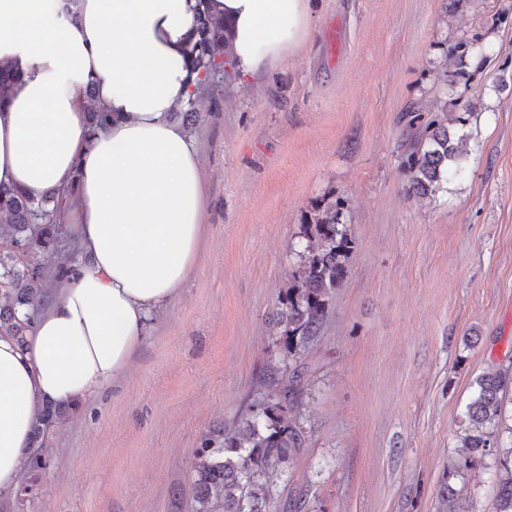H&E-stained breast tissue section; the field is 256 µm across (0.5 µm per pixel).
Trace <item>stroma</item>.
<instances>
[{
    "mask_svg": "<svg viewBox=\"0 0 512 512\" xmlns=\"http://www.w3.org/2000/svg\"><path fill=\"white\" fill-rule=\"evenodd\" d=\"M471 48L449 54L460 40ZM197 265L126 380L48 431L33 497L0 512H190L193 452L263 396L302 226L343 201L355 248L303 360L307 432L268 512H491L449 480L474 383L512 368V0H318L287 69L199 98ZM451 120L463 172L411 188L405 127Z\"/></svg>",
    "mask_w": 512,
    "mask_h": 512,
    "instance_id": "35a3bbf8",
    "label": "stroma"
}]
</instances>
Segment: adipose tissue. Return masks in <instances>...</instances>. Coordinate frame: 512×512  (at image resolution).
Instances as JSON below:
<instances>
[{
	"instance_id": "1",
	"label": "adipose tissue",
	"mask_w": 512,
	"mask_h": 512,
	"mask_svg": "<svg viewBox=\"0 0 512 512\" xmlns=\"http://www.w3.org/2000/svg\"><path fill=\"white\" fill-rule=\"evenodd\" d=\"M244 82L305 45L315 0H208ZM198 0H0V61L24 74L0 106V186L72 191L79 254L26 346L0 336V496L13 494L50 402L124 379L152 313L193 271L207 206L199 149L174 119L199 74ZM111 112L91 130L85 90Z\"/></svg>"
}]
</instances>
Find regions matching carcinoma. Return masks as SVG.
<instances>
[{"instance_id": "cac0c4a2", "label": "carcinoma", "mask_w": 512, "mask_h": 512, "mask_svg": "<svg viewBox=\"0 0 512 512\" xmlns=\"http://www.w3.org/2000/svg\"><path fill=\"white\" fill-rule=\"evenodd\" d=\"M194 26L196 40L189 53L200 78L181 111L188 123L197 121L198 98L218 89L215 71L224 70L228 79L227 67L232 65L224 20L202 11ZM21 80L19 71L0 63V102ZM110 119L111 114L96 105L88 110L94 130ZM412 139L406 167L417 193L439 189L451 164L460 172L464 137L453 138L448 127L440 124L425 136L412 134ZM51 201L54 206L48 210L45 205ZM62 202L56 190L35 200L22 189L0 188V224L8 231L6 246H0V336H10L21 346L44 297L46 267L26 261L20 248H47L54 242L58 228L53 217ZM342 206L333 198L319 205L304 224L298 270L278 297L275 326L283 364L271 369L264 398L249 405L233 429L207 434L194 451V512H267L275 479L285 475L290 459L303 448L305 428L299 419H287L285 411H293L298 403L303 388L301 361L322 330L330 299L347 277L355 240L349 226L340 221ZM511 387L509 369L476 378L459 436L461 454L448 469L450 480L478 465L494 470L492 512H512V424H505L504 400V392ZM64 409L62 404L46 407L35 425L34 439H40Z\"/></svg>"}]
</instances>
